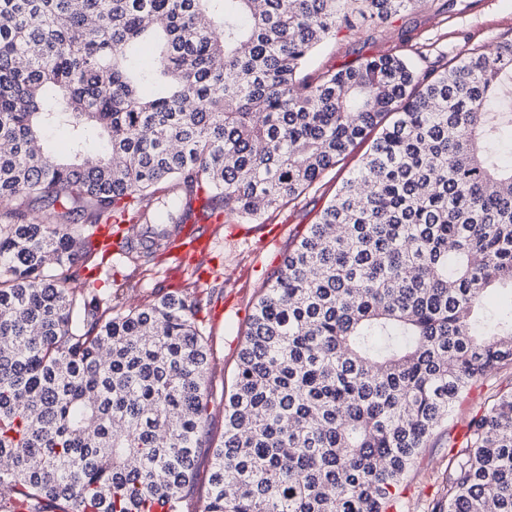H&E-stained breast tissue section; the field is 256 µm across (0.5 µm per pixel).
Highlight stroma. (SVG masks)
Masks as SVG:
<instances>
[{
    "instance_id": "stroma-1",
    "label": "stroma",
    "mask_w": 512,
    "mask_h": 512,
    "mask_svg": "<svg viewBox=\"0 0 512 512\" xmlns=\"http://www.w3.org/2000/svg\"><path fill=\"white\" fill-rule=\"evenodd\" d=\"M512 37V0H428L426 6L399 12L384 21L358 20L354 30L330 37L314 54L309 74L337 70L382 55H402L418 72L442 71L450 60L472 48H493ZM354 151L296 199L254 218L221 214L212 224V242L203 263L181 262V249L157 256L140 288L127 291V303L153 299L194 286L204 302L203 330L213 338L214 379L208 435L224 434L220 401L236 374L246 323L262 287L270 282L284 255L331 200L337 187L359 165ZM512 387V368L479 379L458 403L454 415L430 438L401 483L390 512H429L444 494V472L452 446L465 439L468 420L488 396Z\"/></svg>"
}]
</instances>
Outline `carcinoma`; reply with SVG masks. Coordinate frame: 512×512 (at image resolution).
I'll list each match as a JSON object with an SVG mask.
<instances>
[{
  "label": "carcinoma",
  "instance_id": "cac0c4a2",
  "mask_svg": "<svg viewBox=\"0 0 512 512\" xmlns=\"http://www.w3.org/2000/svg\"><path fill=\"white\" fill-rule=\"evenodd\" d=\"M424 2L0 0V512H387L465 392L512 366V307H485L512 290V38L436 75L387 55L300 76L336 31ZM367 140L259 296L207 443L199 301L123 311L86 287L104 250L75 215L139 214L119 234L135 288L166 225L260 215ZM491 506L512 512V389L469 420L431 512Z\"/></svg>",
  "mask_w": 512,
  "mask_h": 512
}]
</instances>
